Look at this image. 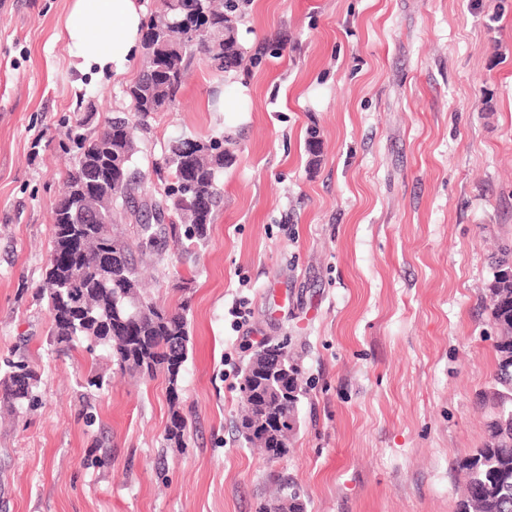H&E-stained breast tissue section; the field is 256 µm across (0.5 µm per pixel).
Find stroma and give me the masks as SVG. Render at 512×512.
Instances as JSON below:
<instances>
[{"mask_svg": "<svg viewBox=\"0 0 512 512\" xmlns=\"http://www.w3.org/2000/svg\"><path fill=\"white\" fill-rule=\"evenodd\" d=\"M69 7L0 0V367L41 377L35 407L0 402V512H259L278 477L306 512H456L457 463L493 414L491 255L512 241V0H246L259 61L196 60L138 131L159 191L173 138L229 152L207 239L157 240L143 268L160 304L190 288L180 446L164 376L56 351L37 294L69 130L127 110L139 73L82 77ZM233 82L248 111H215ZM283 339L305 394L272 460L236 431L239 382ZM93 372L111 385L86 389Z\"/></svg>", "mask_w": 512, "mask_h": 512, "instance_id": "obj_1", "label": "stroma"}]
</instances>
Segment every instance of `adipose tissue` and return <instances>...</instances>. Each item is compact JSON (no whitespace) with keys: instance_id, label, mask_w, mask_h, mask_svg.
<instances>
[{"instance_id":"obj_1","label":"adipose tissue","mask_w":512,"mask_h":512,"mask_svg":"<svg viewBox=\"0 0 512 512\" xmlns=\"http://www.w3.org/2000/svg\"><path fill=\"white\" fill-rule=\"evenodd\" d=\"M143 18L141 0H72L65 35L75 67L122 79L140 45Z\"/></svg>"}]
</instances>
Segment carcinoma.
<instances>
[{
	"instance_id": "cac0c4a2",
	"label": "carcinoma",
	"mask_w": 512,
	"mask_h": 512,
	"mask_svg": "<svg viewBox=\"0 0 512 512\" xmlns=\"http://www.w3.org/2000/svg\"><path fill=\"white\" fill-rule=\"evenodd\" d=\"M202 1L206 37L183 48L187 22L201 16ZM237 10L234 0H161L144 22L142 68L126 90L130 110L106 116L90 136L80 133L79 120L72 131L79 153L52 211L49 265L39 285L50 314V342L57 351L80 342L85 352L102 350L120 368L144 378L165 375L171 404L167 440L178 445L187 429L178 384L188 359L190 297H183L175 312L149 297L133 243H154V226L171 216L189 225L188 236L206 239L221 200L218 181L226 157L217 141L179 136L163 159L173 184L158 200L136 169L139 146L131 118L144 126L153 113L173 107L199 55L220 72L243 64ZM115 153L126 157L120 172L112 170ZM511 254L512 249L501 248L488 285L496 369L487 397L494 412L483 445L458 463L463 481L457 512H512V278L501 276L502 269L512 267ZM280 349L288 350V344L282 341L253 354L239 383L243 411L237 430L247 445L272 458L288 452L304 394L299 363L287 378L271 372ZM39 383L26 363H9L0 376V400L31 404ZM271 409L282 418L275 433L258 419ZM262 512H305L300 487L290 479L277 481Z\"/></svg>"
}]
</instances>
